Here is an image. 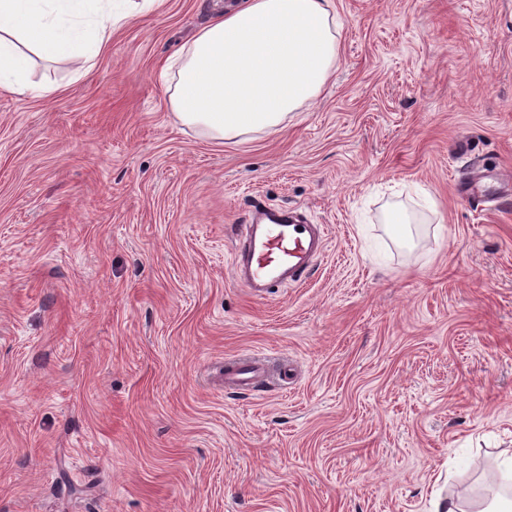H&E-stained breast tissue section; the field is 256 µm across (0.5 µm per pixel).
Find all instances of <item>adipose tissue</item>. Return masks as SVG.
<instances>
[{
    "instance_id": "ef3b65f1",
    "label": "adipose tissue",
    "mask_w": 512,
    "mask_h": 512,
    "mask_svg": "<svg viewBox=\"0 0 512 512\" xmlns=\"http://www.w3.org/2000/svg\"><path fill=\"white\" fill-rule=\"evenodd\" d=\"M159 0H0V91L33 85L38 62L76 61L81 78L112 33ZM333 0H239L157 68L181 124L233 141L282 127L321 94L339 54Z\"/></svg>"
}]
</instances>
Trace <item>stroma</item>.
Returning <instances> with one entry per match:
<instances>
[{
	"label": "stroma",
	"mask_w": 512,
	"mask_h": 512,
	"mask_svg": "<svg viewBox=\"0 0 512 512\" xmlns=\"http://www.w3.org/2000/svg\"><path fill=\"white\" fill-rule=\"evenodd\" d=\"M317 102L219 143L156 75L163 0L83 78L0 92V512H430L512 450V0H334ZM328 228L234 283L253 199ZM411 217V245L385 217ZM289 371L225 391L228 356Z\"/></svg>",
	"instance_id": "35a3bbf8"
}]
</instances>
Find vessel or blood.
<instances>
[{
    "label": "vessel or blood",
    "instance_id": "1",
    "mask_svg": "<svg viewBox=\"0 0 512 512\" xmlns=\"http://www.w3.org/2000/svg\"><path fill=\"white\" fill-rule=\"evenodd\" d=\"M325 246L321 225L307 223L290 209L254 207L248 223L241 225L235 236L233 279L250 298L264 300L274 288L301 281ZM275 378L266 360L239 357L224 362V387L228 390L256 389Z\"/></svg>",
    "mask_w": 512,
    "mask_h": 512
}]
</instances>
